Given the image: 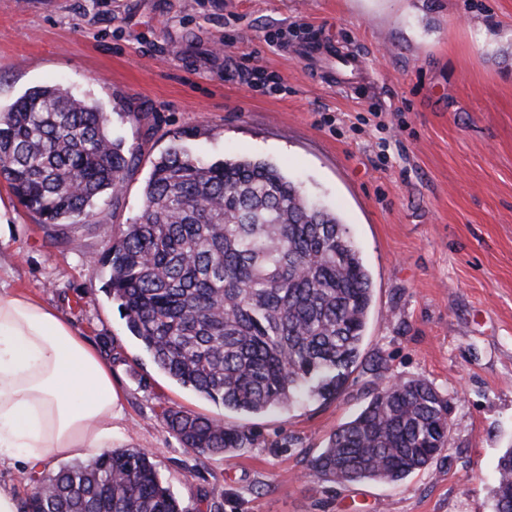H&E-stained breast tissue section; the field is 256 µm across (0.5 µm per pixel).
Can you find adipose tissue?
<instances>
[{
	"label": "adipose tissue",
	"instance_id": "ef3b65f1",
	"mask_svg": "<svg viewBox=\"0 0 512 512\" xmlns=\"http://www.w3.org/2000/svg\"><path fill=\"white\" fill-rule=\"evenodd\" d=\"M121 414L98 352L49 306L0 289V462L92 457Z\"/></svg>",
	"mask_w": 512,
	"mask_h": 512
}]
</instances>
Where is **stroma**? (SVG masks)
I'll use <instances>...</instances> for the list:
<instances>
[{
	"label": "stroma",
	"mask_w": 512,
	"mask_h": 512,
	"mask_svg": "<svg viewBox=\"0 0 512 512\" xmlns=\"http://www.w3.org/2000/svg\"><path fill=\"white\" fill-rule=\"evenodd\" d=\"M96 101L140 161L85 224L39 223L0 176V283L107 353L124 411L113 449L149 451L188 512H493L512 445V0H0V107L34 86ZM214 162L279 166L340 214L370 273L362 354L450 400L451 448L397 484H339L308 461L369 401L247 416L185 389L130 335L102 260L142 210L174 136ZM180 408L246 426L197 454Z\"/></svg>",
	"instance_id": "obj_1"
}]
</instances>
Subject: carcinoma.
I'll return each mask as SVG.
<instances>
[{
  "instance_id": "cac0c4a2",
  "label": "carcinoma",
  "mask_w": 512,
  "mask_h": 512,
  "mask_svg": "<svg viewBox=\"0 0 512 512\" xmlns=\"http://www.w3.org/2000/svg\"><path fill=\"white\" fill-rule=\"evenodd\" d=\"M137 150L110 115L62 86L0 110V174L40 222L82 224L124 188ZM107 293L159 370L224 408L259 415L339 395L361 358L370 274L339 216L275 164L206 163L178 144L155 160L144 205L103 260ZM310 460V477L398 483L450 447L448 400L424 378L383 380ZM184 447L222 454L245 430L171 408ZM494 512H512V446L498 458ZM23 512H187L143 449L112 450L36 481Z\"/></svg>"
}]
</instances>
